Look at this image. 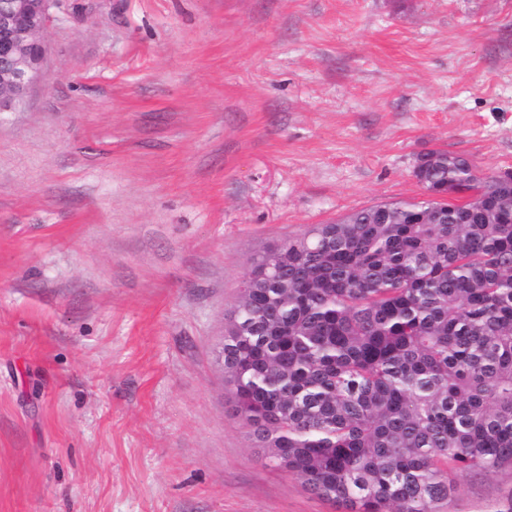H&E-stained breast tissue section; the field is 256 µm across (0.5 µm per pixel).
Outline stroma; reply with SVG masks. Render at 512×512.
Listing matches in <instances>:
<instances>
[{
    "label": "stroma",
    "instance_id": "stroma-1",
    "mask_svg": "<svg viewBox=\"0 0 512 512\" xmlns=\"http://www.w3.org/2000/svg\"><path fill=\"white\" fill-rule=\"evenodd\" d=\"M0 112V512H344L233 410L254 259L512 171V0H64ZM439 512H512V471Z\"/></svg>",
    "mask_w": 512,
    "mask_h": 512
}]
</instances>
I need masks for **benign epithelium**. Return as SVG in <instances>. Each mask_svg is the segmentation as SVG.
<instances>
[{
  "label": "benign epithelium",
  "mask_w": 512,
  "mask_h": 512,
  "mask_svg": "<svg viewBox=\"0 0 512 512\" xmlns=\"http://www.w3.org/2000/svg\"><path fill=\"white\" fill-rule=\"evenodd\" d=\"M62 0H0V112H9L42 76L41 32Z\"/></svg>",
  "instance_id": "obj_1"
}]
</instances>
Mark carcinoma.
<instances>
[{"label": "carcinoma", "mask_w": 512, "mask_h": 512, "mask_svg": "<svg viewBox=\"0 0 512 512\" xmlns=\"http://www.w3.org/2000/svg\"><path fill=\"white\" fill-rule=\"evenodd\" d=\"M418 160L427 198L268 249L224 331L236 413L347 512H436L451 473L512 470V174Z\"/></svg>", "instance_id": "carcinoma-1"}]
</instances>
